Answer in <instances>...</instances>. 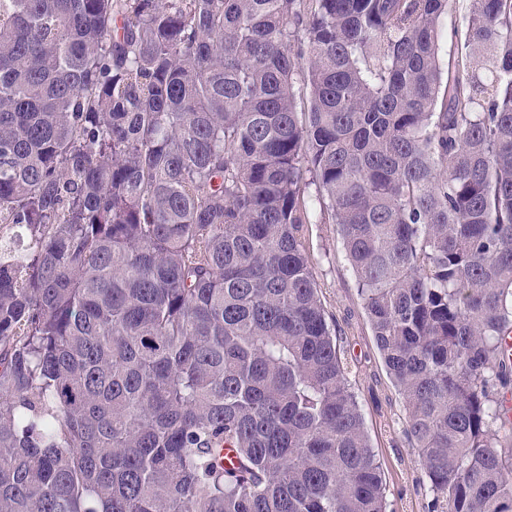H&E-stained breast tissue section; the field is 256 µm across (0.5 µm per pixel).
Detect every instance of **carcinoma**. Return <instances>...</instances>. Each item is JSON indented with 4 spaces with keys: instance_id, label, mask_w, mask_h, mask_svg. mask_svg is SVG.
I'll use <instances>...</instances> for the list:
<instances>
[{
    "instance_id": "1",
    "label": "carcinoma",
    "mask_w": 512,
    "mask_h": 512,
    "mask_svg": "<svg viewBox=\"0 0 512 512\" xmlns=\"http://www.w3.org/2000/svg\"><path fill=\"white\" fill-rule=\"evenodd\" d=\"M0 0V512H386L334 224L441 512H512V0ZM470 0H453L448 11V16L443 18V34L440 41V55L445 62L456 58L463 49V37L461 35L462 21L469 9ZM454 27L458 28V35H454Z\"/></svg>"
}]
</instances>
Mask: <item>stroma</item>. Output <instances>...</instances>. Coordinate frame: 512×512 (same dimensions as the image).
Masks as SVG:
<instances>
[{
	"label": "stroma",
	"mask_w": 512,
	"mask_h": 512,
	"mask_svg": "<svg viewBox=\"0 0 512 512\" xmlns=\"http://www.w3.org/2000/svg\"><path fill=\"white\" fill-rule=\"evenodd\" d=\"M308 234L318 294L336 329L340 355L349 367L348 381L381 466L387 512H440L418 450L406 435L402 399L377 349L336 227L312 224Z\"/></svg>",
	"instance_id": "stroma-1"
}]
</instances>
